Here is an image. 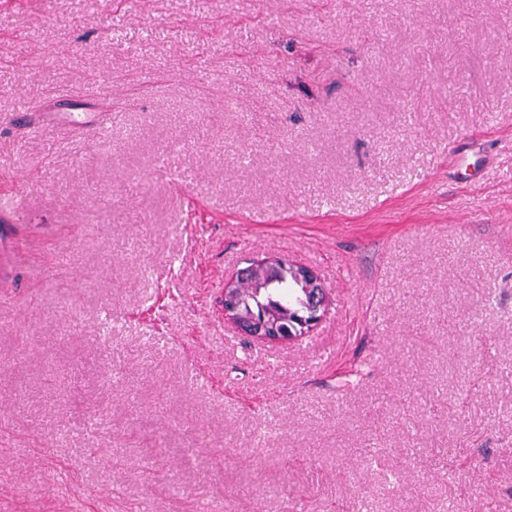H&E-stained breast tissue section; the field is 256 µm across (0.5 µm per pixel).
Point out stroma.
Instances as JSON below:
<instances>
[{
    "mask_svg": "<svg viewBox=\"0 0 512 512\" xmlns=\"http://www.w3.org/2000/svg\"><path fill=\"white\" fill-rule=\"evenodd\" d=\"M1 170L0 512H512V0H0ZM235 276L224 282V319L229 320L242 334L262 340L277 342L294 340L304 323L313 315L314 292L305 288L291 274L289 264L273 270L257 269ZM247 273V274H246ZM242 276L237 288L240 312L245 316L278 323L283 336L273 331L249 326L239 319L230 303L233 288ZM228 301V302H227ZM290 336V337H284Z\"/></svg>",
    "mask_w": 512,
    "mask_h": 512,
    "instance_id": "35a3bbf8",
    "label": "stroma"
}]
</instances>
